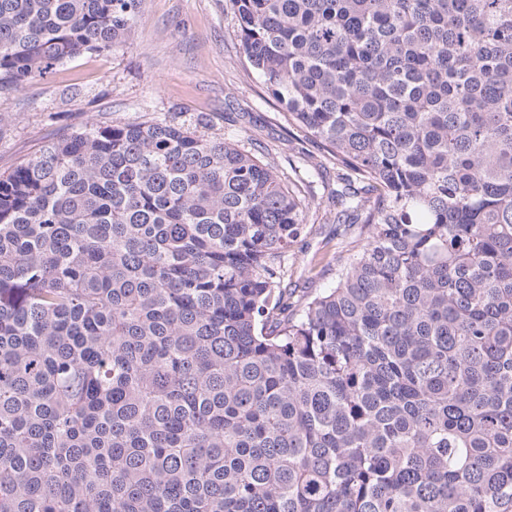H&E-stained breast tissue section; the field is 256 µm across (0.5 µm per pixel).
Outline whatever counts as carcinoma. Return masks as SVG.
<instances>
[{"mask_svg": "<svg viewBox=\"0 0 512 512\" xmlns=\"http://www.w3.org/2000/svg\"><path fill=\"white\" fill-rule=\"evenodd\" d=\"M142 0H0V86ZM355 229L298 298L292 185L91 122L0 174V512H512V0H232Z\"/></svg>", "mask_w": 512, "mask_h": 512, "instance_id": "cac0c4a2", "label": "carcinoma"}]
</instances>
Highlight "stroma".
<instances>
[{
  "label": "stroma",
  "mask_w": 512,
  "mask_h": 512,
  "mask_svg": "<svg viewBox=\"0 0 512 512\" xmlns=\"http://www.w3.org/2000/svg\"><path fill=\"white\" fill-rule=\"evenodd\" d=\"M230 0H142L124 44L57 66L20 88H0V174L31 158L48 140L87 121H173L198 134L228 138L280 177L320 160L317 141L250 66L236 38ZM335 168L300 184L306 226L288 250L293 287L336 281V256L347 239L327 200Z\"/></svg>",
  "instance_id": "obj_1"
}]
</instances>
